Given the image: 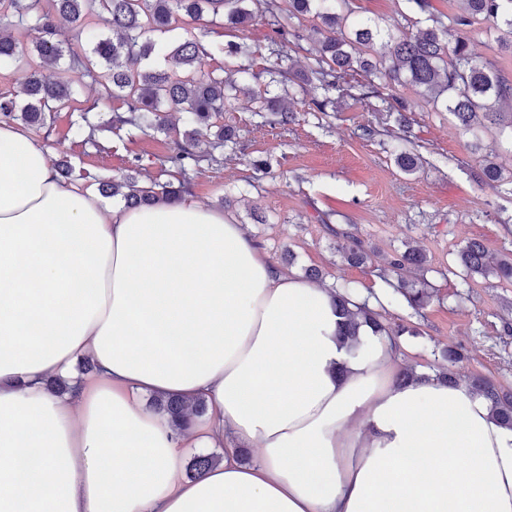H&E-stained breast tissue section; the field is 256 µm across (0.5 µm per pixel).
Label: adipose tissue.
<instances>
[{
  "label": "adipose tissue",
  "instance_id": "obj_1",
  "mask_svg": "<svg viewBox=\"0 0 512 512\" xmlns=\"http://www.w3.org/2000/svg\"><path fill=\"white\" fill-rule=\"evenodd\" d=\"M340 325L328 289L223 211L106 206L0 123V512H512V429L489 402L397 385L394 344ZM154 394L209 419L177 427ZM227 436L258 460L185 479L186 450ZM151 406L158 413L168 416L173 421L184 419L187 415H194L198 418L207 413V404L204 400H198L188 407L183 399L175 395L155 397L151 401Z\"/></svg>",
  "mask_w": 512,
  "mask_h": 512
}]
</instances>
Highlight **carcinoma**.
<instances>
[{
	"label": "carcinoma",
	"mask_w": 512,
	"mask_h": 512,
	"mask_svg": "<svg viewBox=\"0 0 512 512\" xmlns=\"http://www.w3.org/2000/svg\"><path fill=\"white\" fill-rule=\"evenodd\" d=\"M409 2L429 26L414 33L410 28L418 24L417 19L404 15L398 34L393 35L369 21H357L346 28L349 0H0V68L26 71L21 94L0 98V121L16 122L35 134L49 135L47 116L68 107L77 94L66 70L60 68L67 55L71 67L83 70L100 86L91 106L71 123L87 143L98 146L100 125L94 121L95 110L114 98L122 99L126 110L112 117L111 126L175 136L176 147L161 165L173 169L179 175L177 181L156 179L144 185L139 180L140 171L133 169L121 178L99 182V193L129 208L177 200L188 191L190 172L207 158L216 160L214 151L235 143V132L224 126L222 113L238 83L255 77L245 65L230 72L202 68L208 55L204 38L210 29L197 23L212 15L222 17L223 24L233 28H243L257 19L271 27V64L266 69L269 82L256 103L258 111L273 113L281 126L292 123L296 114L283 96L273 92L276 87L309 86V105L318 112L334 104V93L362 102L379 99L386 104V111L396 113L402 131L394 150L398 166L413 174L419 168V157L405 146L408 105L399 97L388 101L382 93L393 85L408 83L420 90L435 111L450 113L464 131L495 127L508 131L512 139V113L503 111V106L512 104V83L499 77L490 64L479 61L465 37L471 27L485 23L500 34V41L512 46V0H464L463 12L448 16L446 22L431 14L430 0ZM58 16L73 25L77 46L60 39L55 23ZM306 16L313 20L319 57L316 66L298 73L285 61L290 40H300L297 23ZM27 20L31 21L28 29L35 31L30 47L7 32ZM177 29L184 30L185 36L169 47L166 64L150 62L152 54L161 50L162 38ZM172 112L186 114L184 131H173L168 120ZM203 144L210 147L209 152L201 151ZM493 155L491 150L483 155L482 181L490 186L512 185V169L495 162ZM339 253L355 266L368 260L355 238ZM456 261L470 276H492L512 284V253L491 264L483 244L474 240L457 251ZM425 263L422 252L409 244L388 263L389 271L397 277L395 293L415 310L433 297L426 278H409V274L424 270ZM333 293L336 309L344 317L340 328L344 341H357L363 325L371 326L378 336L417 335L406 326L391 332L381 314L351 299L350 285H340ZM443 358L447 364L437 379L457 383L451 367L464 359V354L450 347ZM469 386L488 400L493 415L503 425L512 428V391H504L482 376L472 377ZM151 406L174 421L207 413L205 401L188 406L175 395L155 397ZM220 460L214 454L193 457L188 477L200 476Z\"/></svg>",
	"instance_id": "carcinoma-1"
}]
</instances>
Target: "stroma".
I'll use <instances>...</instances> for the list:
<instances>
[{"mask_svg": "<svg viewBox=\"0 0 512 512\" xmlns=\"http://www.w3.org/2000/svg\"><path fill=\"white\" fill-rule=\"evenodd\" d=\"M271 35L261 20L241 31L224 28L222 35L208 37L204 66L236 68L237 59L226 56L224 46L244 42L252 51L253 72H262ZM468 38L478 59L512 81V48L481 25ZM395 92L413 105L410 147L422 160L416 173H404L394 161L398 126L388 113L348 97L333 110L315 112L300 94L291 103L298 120L284 129L255 112L242 92L223 115L236 131V144L225 146L222 162H201L191 175L190 195L243 225L279 270L300 276L318 268L324 287L351 284L358 298L378 299L386 323L413 326L415 335L401 338V365L430 374L441 364V349L458 346L467 354L455 368L459 380L480 374L512 390V285L467 277L455 262L457 250L470 240L480 241L492 261L512 253V194L481 185V157L472 153L470 135L452 116L431 109L412 86ZM72 119L67 109L53 113L45 145L52 158L71 162L72 182L92 190L134 162L142 181L158 177L159 161L173 147L164 134L127 128L100 133L95 147L74 135ZM366 126L373 135H363ZM257 160L265 162V171L254 169ZM338 229L364 243L366 265L342 263ZM407 242L426 254V278L434 290L419 312L389 301L392 288L378 275Z\"/></svg>", "mask_w": 512, "mask_h": 512, "instance_id": "stroma-1", "label": "stroma"}]
</instances>
